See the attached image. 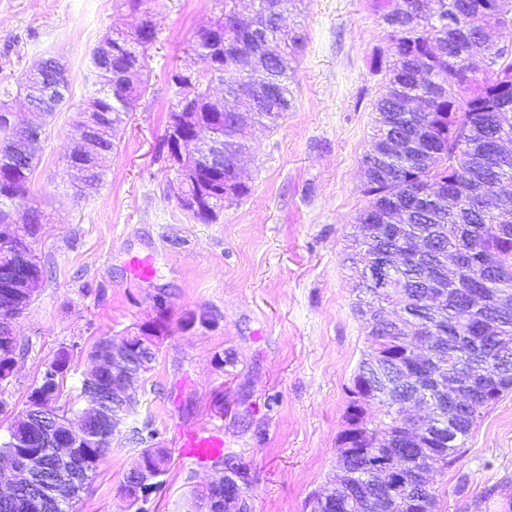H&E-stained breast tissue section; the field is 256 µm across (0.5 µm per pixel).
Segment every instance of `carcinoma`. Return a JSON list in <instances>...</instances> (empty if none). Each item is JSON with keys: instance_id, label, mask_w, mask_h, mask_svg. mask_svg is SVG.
<instances>
[{"instance_id": "cac0c4a2", "label": "carcinoma", "mask_w": 512, "mask_h": 512, "mask_svg": "<svg viewBox=\"0 0 512 512\" xmlns=\"http://www.w3.org/2000/svg\"><path fill=\"white\" fill-rule=\"evenodd\" d=\"M289 0H264L265 15L257 29L275 34L274 16ZM387 0L383 22L391 29L393 63L385 90L375 103V112H392L397 116L395 128L409 132L427 121L429 132L415 148L389 161L383 176L364 186L370 197L365 208V223L375 225L371 237L356 236L355 252L346 257L354 265H362L359 291L363 298L354 305V312L366 319L371 350L363 358L353 378V395L348 406L349 428L340 439V447L349 449V456L339 462V471L349 473L358 483L355 496L331 510L327 503L316 500L314 512H411L394 506L386 488L376 478L367 479L375 462L385 456L383 442L401 431L403 406L411 400L428 395L438 406V423L430 430L426 446L408 450L409 458L432 459L446 469L461 456L466 437L477 420L476 408L496 403L512 391V361L504 364L496 354H512V310L501 314L495 336L483 340L472 335L469 327L478 322L491 307L494 297L503 291L512 294V210L499 213L469 202L472 193L467 158L482 157L485 163L484 190L512 179V159L495 160L487 156V137L495 127L504 128L512 138V46L501 42L484 44L479 32L470 24L475 12L487 14L486 26L494 31L512 28V0H405L410 8L397 11ZM288 56L302 48L305 35L294 29L281 35ZM481 45L487 52V70L476 78L469 66L471 51ZM204 71L211 81L224 82V111L235 107L237 73L231 56H224V69L211 70L202 58ZM112 67L132 77L119 89L112 88V74L96 77L99 89L92 105L103 116L105 125L99 146L104 159L89 167L86 182L99 184L106 172L105 157L112 153L116 127L123 115L132 111L139 99L144 80L140 60L122 48L112 52ZM262 79L274 87L254 110V118L269 126L277 125L284 113L293 108L288 74L264 72ZM467 83L477 84L476 92L466 98L459 90ZM428 96L431 113L427 116L407 112L402 101L411 96ZM9 89L0 91V227L14 224H37L40 215L26 200V183L33 169L15 166L16 154L23 148L26 135L12 125ZM186 190L206 191L220 201L224 192L240 199L249 191L242 183L225 184L220 176L192 174L186 179ZM398 213L406 238H420L428 250L408 260L398 272L392 288H373L366 283L367 270L377 266L384 246L393 241L381 228L385 217ZM467 253V266L461 278L448 284L444 297L435 302L428 295L429 285L438 276L437 252ZM488 281L491 287L476 299L472 284ZM402 303L401 321L427 322L432 335L433 358L439 362L437 371L462 387H470L472 374L484 381L478 389L477 401L460 411L448 396L439 393L429 373L406 375L410 366L407 336L398 326H385L367 319L366 310L393 297ZM377 356L381 365L394 372L392 387L385 400L365 398L362 384L369 357ZM88 434L102 442L97 448H78V460L93 474L101 458L109 450L112 429L102 408L87 403ZM28 451L38 455L42 476L52 477L50 459L54 450L33 442Z\"/></svg>"}]
</instances>
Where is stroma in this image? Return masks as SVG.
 Instances as JSON below:
<instances>
[{
	"instance_id": "1",
	"label": "stroma",
	"mask_w": 512,
	"mask_h": 512,
	"mask_svg": "<svg viewBox=\"0 0 512 512\" xmlns=\"http://www.w3.org/2000/svg\"><path fill=\"white\" fill-rule=\"evenodd\" d=\"M224 0H0V85L16 86L44 57L62 58L67 101L51 118L27 182L41 221L16 233L50 275L13 323L25 353L4 394L0 436L55 354H70L61 403L80 410L88 353L99 341L145 336L156 359L139 403L100 460L74 512H135L121 497L142 447L170 458L162 490L144 512H195L209 462L181 458L185 433L220 430L224 453L250 474V512H311V498L336 471L352 379L368 350L352 311L355 274L342 258L363 192V159L376 130L374 103L393 59L376 0H292L288 26L305 45L291 62L294 101L276 129L249 132L241 159L249 193L216 222L193 219L170 186L165 142L177 101L175 73L193 67L196 35ZM150 17L158 37L146 57L147 87L125 116L103 182L87 187L68 166L73 124L93 90V50L113 30ZM150 257L152 277L135 276ZM512 392L479 419L464 452L432 487L440 512H512ZM493 498H486L487 490Z\"/></svg>"
}]
</instances>
